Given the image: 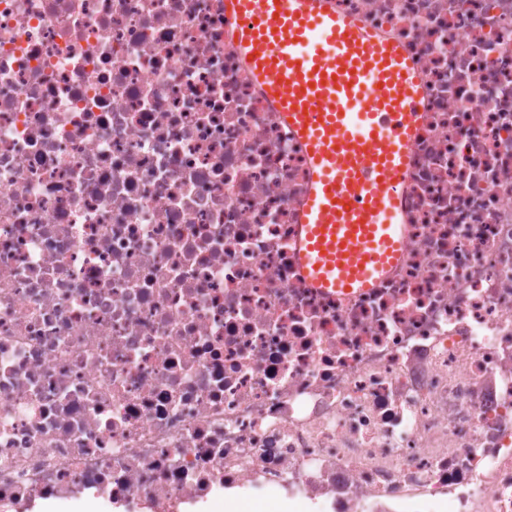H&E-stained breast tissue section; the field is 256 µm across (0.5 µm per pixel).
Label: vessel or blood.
<instances>
[{
    "label": "vessel or blood",
    "instance_id": "1",
    "mask_svg": "<svg viewBox=\"0 0 512 512\" xmlns=\"http://www.w3.org/2000/svg\"><path fill=\"white\" fill-rule=\"evenodd\" d=\"M236 48L304 143L310 187L298 262L318 288H371L397 260L401 174L421 79L395 44L325 0H234Z\"/></svg>",
    "mask_w": 512,
    "mask_h": 512
}]
</instances>
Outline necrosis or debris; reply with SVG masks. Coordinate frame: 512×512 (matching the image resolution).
Instances as JSON below:
<instances>
[{
    "label": "necrosis or debris",
    "mask_w": 512,
    "mask_h": 512,
    "mask_svg": "<svg viewBox=\"0 0 512 512\" xmlns=\"http://www.w3.org/2000/svg\"><path fill=\"white\" fill-rule=\"evenodd\" d=\"M330 2L422 87L348 295L227 0H0V512H512V0ZM241 509L253 510L244 512H281L288 511V502L283 497L280 489H273L268 491L266 499L263 503L257 504L248 500H242L239 504ZM262 506L264 508H259Z\"/></svg>",
    "instance_id": "obj_1"
}]
</instances>
